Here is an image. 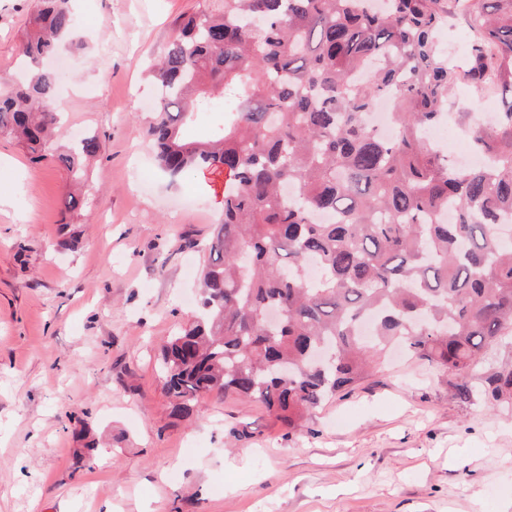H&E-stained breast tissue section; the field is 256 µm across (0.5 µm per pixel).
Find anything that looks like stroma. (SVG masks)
I'll return each mask as SVG.
<instances>
[{
  "label": "stroma",
  "mask_w": 512,
  "mask_h": 512,
  "mask_svg": "<svg viewBox=\"0 0 512 512\" xmlns=\"http://www.w3.org/2000/svg\"><path fill=\"white\" fill-rule=\"evenodd\" d=\"M220 4L74 0L88 45L63 54L59 143L100 137L80 189L0 137V512H512V406L403 354L290 434L235 397L172 415L157 357L207 261L181 244L221 218L224 174L163 179L143 103L179 18ZM36 6L0 0V91Z\"/></svg>",
  "instance_id": "obj_1"
}]
</instances>
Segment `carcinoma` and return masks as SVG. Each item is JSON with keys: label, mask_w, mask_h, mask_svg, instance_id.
Here are the masks:
<instances>
[{"label": "carcinoma", "mask_w": 512, "mask_h": 512, "mask_svg": "<svg viewBox=\"0 0 512 512\" xmlns=\"http://www.w3.org/2000/svg\"><path fill=\"white\" fill-rule=\"evenodd\" d=\"M180 19L151 74L147 133L171 183L224 170L193 319L161 348L163 388L186 417L201 394L257 401L288 432L326 396L365 379L397 341L448 374L456 396L512 333V0H223ZM464 17L467 60L448 63L435 34ZM76 28L71 0H39L24 55H56ZM209 80L224 123L197 124L187 96ZM59 72L18 77L0 95V136L74 181L97 153L89 132L55 146ZM505 95L494 125H474L481 165L461 169L425 138L458 84ZM393 105V134L369 124ZM453 214V221L445 215ZM271 310L282 312L276 323ZM370 336L360 333L367 318ZM481 395L512 404V362Z\"/></svg>", "instance_id": "obj_1"}]
</instances>
